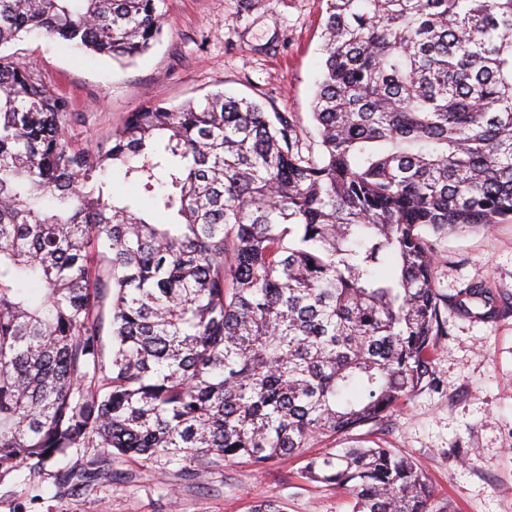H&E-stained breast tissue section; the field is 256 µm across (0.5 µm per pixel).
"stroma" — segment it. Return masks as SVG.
Segmentation results:
<instances>
[{"instance_id":"1","label":"stroma","mask_w":512,"mask_h":512,"mask_svg":"<svg viewBox=\"0 0 512 512\" xmlns=\"http://www.w3.org/2000/svg\"><path fill=\"white\" fill-rule=\"evenodd\" d=\"M325 17V0H166L159 40L130 62L84 56L34 33L0 51L32 61L43 82L69 97L78 143L106 140L126 113L221 91L288 113L310 147ZM434 245L440 294L481 284L512 302V222ZM440 311L447 333L435 342L433 384L384 423L332 445L375 440L410 457L433 487L435 512H512V314ZM332 445L314 441L308 451ZM82 460L97 473L91 487L59 499L58 464L36 487L17 471L0 484V512H251L269 498L283 512H349V493L302 478L298 458L262 470L240 459L193 484L160 462L113 460L95 448Z\"/></svg>"}]
</instances>
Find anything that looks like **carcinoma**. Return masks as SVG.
I'll use <instances>...</instances> for the list:
<instances>
[{"mask_svg":"<svg viewBox=\"0 0 512 512\" xmlns=\"http://www.w3.org/2000/svg\"><path fill=\"white\" fill-rule=\"evenodd\" d=\"M165 0H0L23 32L132 61ZM311 118L218 91L129 112L102 144L0 53V478L98 448L194 482L379 425L433 380L445 298L423 236L512 221V0H326ZM136 194L114 192L110 171ZM351 512H430L405 456L305 459ZM76 464L59 492L94 481Z\"/></svg>","mask_w":512,"mask_h":512,"instance_id":"cac0c4a2","label":"carcinoma"}]
</instances>
